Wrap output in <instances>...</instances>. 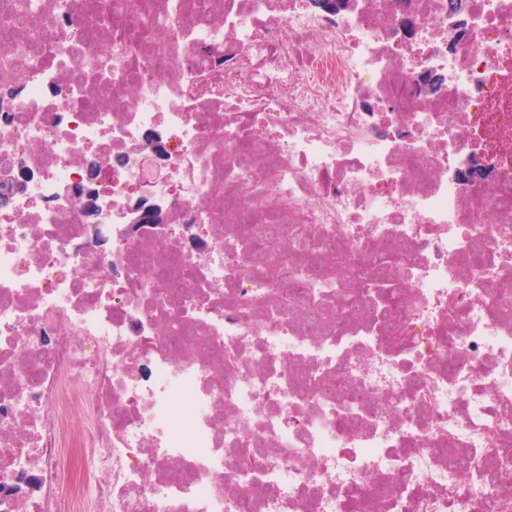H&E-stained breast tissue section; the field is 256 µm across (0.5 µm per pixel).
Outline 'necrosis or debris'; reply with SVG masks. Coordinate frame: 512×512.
<instances>
[{
	"instance_id": "1",
	"label": "necrosis or debris",
	"mask_w": 512,
	"mask_h": 512,
	"mask_svg": "<svg viewBox=\"0 0 512 512\" xmlns=\"http://www.w3.org/2000/svg\"><path fill=\"white\" fill-rule=\"evenodd\" d=\"M150 2L166 15L126 52L95 0H39L40 68L0 69V168L24 193L0 209V486L33 476L38 512H342L379 477L370 512H512V489L450 470L441 449L487 448L512 433V0H123L124 26ZM440 93L418 89L422 72ZM137 75L128 84L125 75ZM159 134L154 165L143 144ZM253 145L256 164L235 157ZM96 156L95 247L71 196ZM141 188L165 230L126 227ZM273 198L283 277L261 287L237 229ZM320 227L301 249L288 228ZM409 254L414 338L388 352L365 319L299 331L277 295L294 266L328 271V244ZM482 240L481 271L461 258ZM185 273L180 303L164 275ZM460 311L447 317L449 305ZM192 326L175 349L161 324ZM345 368L359 423L327 380ZM398 398L381 409L378 395ZM81 419V439L70 434ZM261 440L266 464L235 468ZM411 451H404L405 443ZM456 495H449V488Z\"/></svg>"
}]
</instances>
